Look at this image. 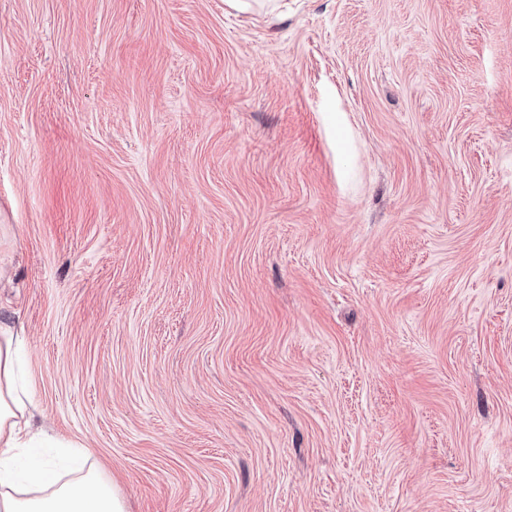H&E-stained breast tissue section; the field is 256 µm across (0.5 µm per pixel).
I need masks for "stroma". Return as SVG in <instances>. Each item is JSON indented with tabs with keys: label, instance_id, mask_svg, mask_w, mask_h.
I'll list each match as a JSON object with an SVG mask.
<instances>
[{
	"label": "stroma",
	"instance_id": "1",
	"mask_svg": "<svg viewBox=\"0 0 512 512\" xmlns=\"http://www.w3.org/2000/svg\"><path fill=\"white\" fill-rule=\"evenodd\" d=\"M0 0V330L127 512H512V0Z\"/></svg>",
	"mask_w": 512,
	"mask_h": 512
}]
</instances>
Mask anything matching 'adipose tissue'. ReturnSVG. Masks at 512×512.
<instances>
[{"label":"adipose tissue","instance_id":"1","mask_svg":"<svg viewBox=\"0 0 512 512\" xmlns=\"http://www.w3.org/2000/svg\"><path fill=\"white\" fill-rule=\"evenodd\" d=\"M31 416L18 388L14 339L0 336V512H126L101 469L58 479L55 461L35 454L42 438L32 432ZM31 453L35 461L19 469L18 459Z\"/></svg>","mask_w":512,"mask_h":512}]
</instances>
